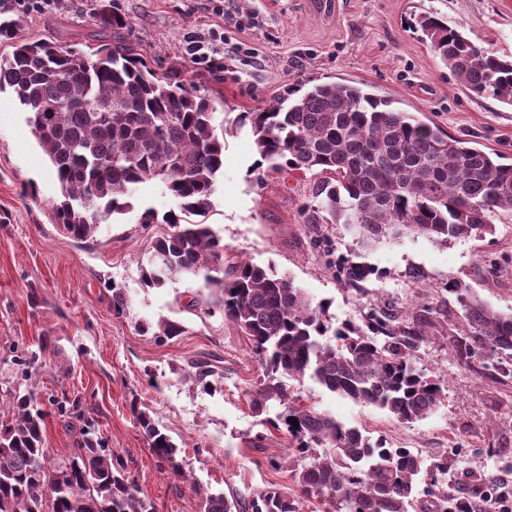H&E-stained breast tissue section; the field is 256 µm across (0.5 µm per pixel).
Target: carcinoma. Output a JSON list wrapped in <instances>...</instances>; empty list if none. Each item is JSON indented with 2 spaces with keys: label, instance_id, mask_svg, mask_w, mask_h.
I'll return each instance as SVG.
<instances>
[{
  "label": "carcinoma",
  "instance_id": "1",
  "mask_svg": "<svg viewBox=\"0 0 512 512\" xmlns=\"http://www.w3.org/2000/svg\"><path fill=\"white\" fill-rule=\"evenodd\" d=\"M414 27L470 93L512 106V58L433 13L419 16ZM0 39L12 48L0 54V91L12 88L31 113L34 136L60 184L57 224L85 241L100 222L133 209L140 184L155 181L174 197L179 211L160 216L146 209L138 219L146 230L167 225L153 237L143 283L160 288L191 275L206 288L222 287L225 319L248 337L270 378L254 395L256 408L285 401L281 379L309 378L401 423L435 411L442 389L413 362L422 334L381 340L348 325L334 329L329 303L314 301L290 276L247 260L224 265L226 245L202 222L224 172L227 132L213 124L208 99L157 75L130 45L80 50L31 41L17 36L10 18L0 20ZM235 125L250 127L258 169L320 176L314 195L328 223L343 225L363 246L389 236L445 245L489 230L497 210H512V162L435 131L392 100L348 82L288 87L275 104L239 113ZM342 275L356 283L370 271L349 260ZM448 291L464 313L465 334L512 360V313L492 309L459 281ZM138 331L171 338L182 328L145 322ZM9 397L12 419L0 427V512H154L89 425L60 459L46 446L44 413L33 397ZM136 420L153 453L201 495L202 512H302L286 486L247 500L199 490L159 423L147 411ZM279 421L289 435L291 481L326 503L327 512H409L418 504L421 512H448L447 460L427 464L408 448L373 444L359 428L310 407L290 405Z\"/></svg>",
  "mask_w": 512,
  "mask_h": 512
}]
</instances>
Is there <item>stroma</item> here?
<instances>
[{"label": "stroma", "mask_w": 512, "mask_h": 512, "mask_svg": "<svg viewBox=\"0 0 512 512\" xmlns=\"http://www.w3.org/2000/svg\"><path fill=\"white\" fill-rule=\"evenodd\" d=\"M58 0L47 14L27 12L24 0H0V15L20 23V35L47 37L62 47L132 43L156 72L207 98L214 123L229 127L224 173L206 218L227 250L287 273L314 300L330 304L333 325L366 328L371 311L397 315L401 327L424 334L414 362L437 380L435 412L401 423L375 406L342 398L306 380L288 381L295 403L360 428L387 448H408L428 461L448 462V497L481 498L469 466L512 475V377L493 368L495 353L465 343L464 319L452 281L465 282L495 310L512 313V212L501 210L491 232L436 245L423 238L384 241L359 250L342 225L321 218L311 173L288 170L259 182L250 129L233 128L242 112L273 103L290 84L344 79L390 97L434 129L475 141L512 158V108L468 92L435 59L410 26L413 15L435 12L479 44L512 57V0ZM120 16L121 27L105 26ZM215 43L193 57L192 42ZM0 391L33 393L45 411L48 447L71 448L82 420L112 449L156 512H200L198 490L242 497L290 481L271 459L288 455L286 430L270 421L285 410L252 394L264 369L237 327L226 320L222 294L191 276L145 287L142 267L151 231L139 211L163 214L176 200L153 182L134 192V210L102 222L81 242L56 224L52 204L60 186L34 138L28 112L11 89L0 91ZM364 263L370 276L347 283L345 260ZM130 299L126 314L112 310V286ZM199 307H191V299ZM174 321L181 335L138 333L142 321ZM216 356L221 373L203 387L193 379L200 360ZM75 399L82 419L61 417L52 399ZM149 409L177 447L193 484L174 477L152 452L133 407ZM263 434L262 447L251 440Z\"/></svg>", "instance_id": "obj_1"}]
</instances>
